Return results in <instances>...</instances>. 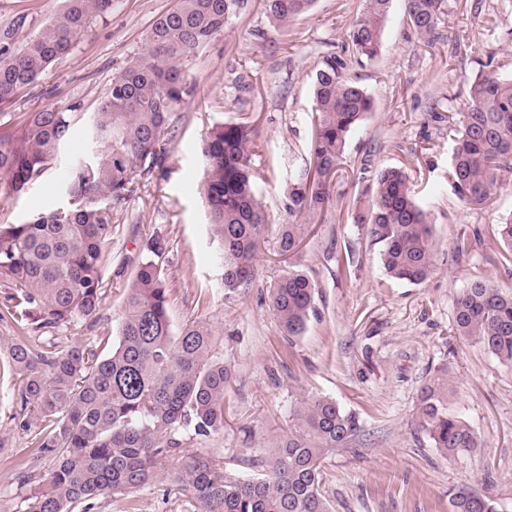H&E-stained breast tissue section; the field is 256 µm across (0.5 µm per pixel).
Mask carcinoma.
<instances>
[{"label":"carcinoma","mask_w":512,"mask_h":512,"mask_svg":"<svg viewBox=\"0 0 512 512\" xmlns=\"http://www.w3.org/2000/svg\"><path fill=\"white\" fill-rule=\"evenodd\" d=\"M392 0H363L349 32L353 53L378 55ZM314 0H265L279 28L306 13ZM419 40L430 43L445 14V0H404ZM240 0H177L147 34L146 52L132 57L91 120L96 150L76 163L67 192L70 206L20 224H0V322L12 328L8 370L20 379L11 420L31 452L24 483L33 485L19 512H94L105 498H129L156 471L177 460L173 479L186 492L190 512H331L324 494V460L360 431L359 421L335 400L302 399L291 413L288 434L263 461V473L242 478L207 453H183V434L202 440L224 430L228 371L218 355L219 333L207 320L173 332L159 259L163 235H152L131 273L123 298L117 340L100 357L90 346L62 345L59 334L91 328L103 303L102 269L111 254L112 208L126 199L136 177L160 169L167 156L164 134L172 116L190 101L195 85L187 65L197 51L224 32ZM112 0H63L52 18L18 48L19 16L0 33V104L35 84ZM344 61L330 57L317 72L313 101V167L288 183L289 214L298 220L330 200L333 176L352 129L372 111V100ZM468 107L448 113L457 127L452 180L460 198L487 206L512 173V75L487 64L470 80ZM70 110L31 113L21 130L0 133V192L18 193L56 160L69 137ZM248 123L214 125L205 135L203 195L211 234L220 246L223 284L235 291L250 284L265 242L267 216L256 195L260 174L250 166ZM368 199L355 204L352 220L381 245L385 274L419 284L434 269L435 241L427 213L417 204L406 173L376 172ZM308 225L282 224L279 255L298 247ZM318 284L288 270L273 284L269 309L283 332L302 335L317 315ZM452 332L479 343L512 366V292L489 278L462 289L453 309ZM418 425L446 457L473 453L478 437L448 413V367L421 387ZM51 468H46V465ZM449 512H498L497 502L471 483L448 491Z\"/></svg>","instance_id":"obj_1"}]
</instances>
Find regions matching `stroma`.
I'll return each instance as SVG.
<instances>
[{
  "mask_svg": "<svg viewBox=\"0 0 512 512\" xmlns=\"http://www.w3.org/2000/svg\"><path fill=\"white\" fill-rule=\"evenodd\" d=\"M176 0H112L111 12L94 22L16 103L0 107V124L17 128L30 113L76 105L68 140L35 183L0 193V224L22 223L69 202L71 165L91 149L88 119L112 79L146 49V35ZM60 0H0V30L19 15L27 30L50 18ZM362 0H315L312 8L276 31L262 0H243L221 35L200 50L188 71L196 95L167 129L163 170L134 183L113 215L111 257L102 270L103 308L95 330L77 326L68 340L107 355L116 340L125 286L143 245L154 233L168 243L162 267L173 328L194 319L221 333L224 364V430L184 448L206 452L229 470L255 476L269 446L287 434L299 399L318 395L355 413L362 430L325 462V494L332 512H448L449 487L474 483L512 512V367L482 345L451 335L454 300L481 278L512 291V262L485 260L497 226L512 216V182L485 208H472L448 178L456 132L452 112L468 106L467 81L491 61L512 73V0H446L439 37H416L403 0H393L380 53L354 58L346 44ZM336 56L357 79L374 108L350 133L333 200L311 214L299 247L282 257L274 229L290 223L288 176L310 162L315 131L312 82L324 59ZM244 121L253 130V168L270 236L250 285L231 292L221 284L219 245L208 226L201 194L200 146L216 123ZM397 167L407 174L436 239L433 274L414 285L387 277L380 247L351 210L367 182L361 162ZM472 241L457 254L460 235ZM288 269L301 270L319 286L318 314L305 333L285 336L268 308V294ZM447 367L448 408L466 420L481 446L472 454L442 456L416 424L420 389ZM17 387L0 379V512H18L27 487L19 463L29 450L10 421ZM189 512L186 493L171 469L157 472L131 500L100 501L97 512Z\"/></svg>",
  "mask_w": 512,
  "mask_h": 512,
  "instance_id": "obj_1",
  "label": "stroma"
}]
</instances>
